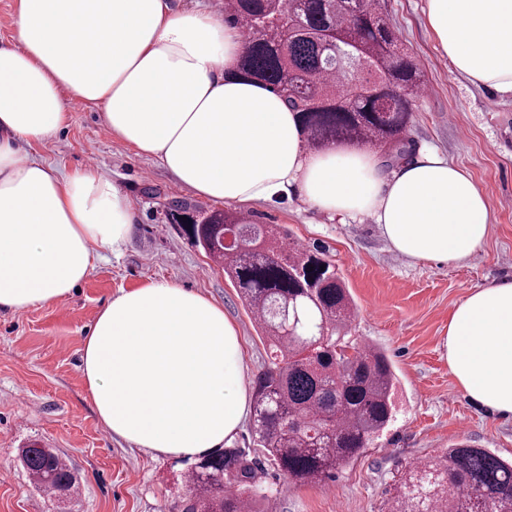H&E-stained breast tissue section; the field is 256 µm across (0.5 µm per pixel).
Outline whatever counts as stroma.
Returning <instances> with one entry per match:
<instances>
[{
  "label": "stroma",
  "mask_w": 512,
  "mask_h": 512,
  "mask_svg": "<svg viewBox=\"0 0 512 512\" xmlns=\"http://www.w3.org/2000/svg\"><path fill=\"white\" fill-rule=\"evenodd\" d=\"M385 16L416 60L426 91L415 106L411 152L432 148L466 170L484 192L489 235L457 264L416 261L393 251L366 217L341 222L296 199L258 205L254 224H278L309 248L324 250L356 306L350 334L384 349L398 378L396 419L357 459L329 479L299 484L276 471L242 427L227 445L245 452L268 495L259 512H385L406 465L455 444L512 458V416L477 406L459 388L444 346L455 306L475 288L512 279V95L454 74L426 20V0H381ZM104 108L68 94L66 119L33 157L55 173L90 167L127 195L134 231L120 258L97 264L63 301L21 312L0 311V512H183L190 463L157 456L112 435L88 399L83 339L102 308L121 292L165 280L223 307L244 347V385L253 389L269 362L237 288L202 247L168 221V204L201 211L225 205L180 183L152 156L112 135ZM56 449L78 478L77 497L62 503L37 490L18 461L19 448Z\"/></svg>",
  "instance_id": "obj_1"
}]
</instances>
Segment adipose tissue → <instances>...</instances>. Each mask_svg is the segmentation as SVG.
<instances>
[{"label":"adipose tissue","instance_id":"adipose-tissue-1","mask_svg":"<svg viewBox=\"0 0 512 512\" xmlns=\"http://www.w3.org/2000/svg\"><path fill=\"white\" fill-rule=\"evenodd\" d=\"M455 74L512 95V0H426ZM244 43L208 11L169 0H17L0 45V310L67 298L102 250L120 256L134 216L106 175L61 176L30 158L66 118V95L103 105L109 130L201 196L237 206L301 197L373 218L398 254L459 262L485 242L490 212L471 176L435 150L386 169L372 152L305 151L295 112L234 75ZM458 385L512 414V281L471 290L448 323ZM100 420L156 455L193 459L240 429L248 409L240 338L222 307L168 281L121 292L83 342Z\"/></svg>","mask_w":512,"mask_h":512}]
</instances>
